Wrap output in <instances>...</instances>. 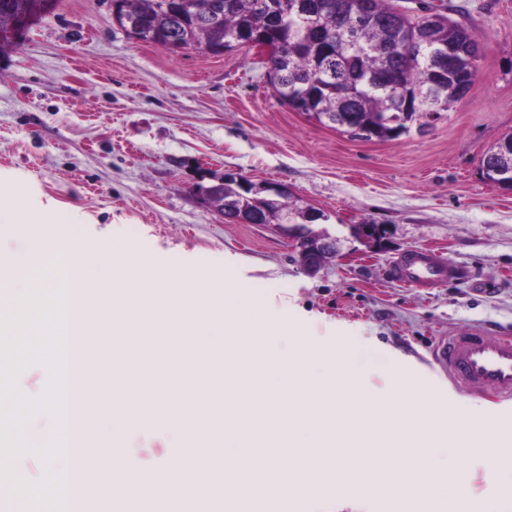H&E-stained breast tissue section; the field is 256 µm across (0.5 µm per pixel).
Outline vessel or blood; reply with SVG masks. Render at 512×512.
<instances>
[{
    "mask_svg": "<svg viewBox=\"0 0 512 512\" xmlns=\"http://www.w3.org/2000/svg\"><path fill=\"white\" fill-rule=\"evenodd\" d=\"M392 273L409 287L430 290L455 278L459 270L452 263L414 250L393 265ZM432 361L447 371L457 388L498 400L512 399L511 337L495 336L485 329L457 330L438 340Z\"/></svg>",
    "mask_w": 512,
    "mask_h": 512,
    "instance_id": "1",
    "label": "vessel or blood"
}]
</instances>
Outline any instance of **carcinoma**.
Wrapping results in <instances>:
<instances>
[{"instance_id": "carcinoma-1", "label": "carcinoma", "mask_w": 512, "mask_h": 512, "mask_svg": "<svg viewBox=\"0 0 512 512\" xmlns=\"http://www.w3.org/2000/svg\"><path fill=\"white\" fill-rule=\"evenodd\" d=\"M126 2L153 30L143 42L172 53L212 45L221 48L218 56L243 47L244 35H264L285 50L270 59L274 96L355 139L363 138L359 127L381 141L395 139L409 132L410 123L448 111L470 89L463 73L455 85L431 88L433 51L416 47L419 12L393 0H332L336 10L321 9L324 0H181L178 14L165 8L167 0ZM33 8L30 0H0V22ZM421 10L437 19L439 41L458 46L466 69L481 39L441 5ZM234 203L245 204L263 224L279 223V206L258 192L242 195L232 180L224 184V206Z\"/></svg>"}]
</instances>
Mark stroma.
I'll list each match as a JSON object with an SVG mask.
<instances>
[{"mask_svg": "<svg viewBox=\"0 0 512 512\" xmlns=\"http://www.w3.org/2000/svg\"><path fill=\"white\" fill-rule=\"evenodd\" d=\"M481 36L478 76L450 111L390 141L354 139L281 105L253 49L213 56L175 53L128 36L110 0H45L0 26V182L10 205L66 214L110 249L134 240L154 270L150 287L193 270L227 278L243 304L323 347L356 355L362 387L381 404L384 371L403 364L449 415L480 411L512 419V400L456 389L432 364L438 337L474 327L512 330V190L485 181L483 154L512 133V0H446ZM235 173L288 187L291 202L319 210L316 231L336 239V257L316 271L296 260L280 224L220 217L198 189ZM380 225L386 250L356 238ZM429 249L462 269L429 292L393 282L388 269ZM143 469L185 450L167 427L124 441ZM437 467L466 468L469 491L448 490L441 512L489 503L512 512V485H487L483 452L435 453ZM272 512H369L340 488L327 497L275 503Z\"/></svg>", "mask_w": 512, "mask_h": 512, "instance_id": "obj_1", "label": "stroma"}]
</instances>
